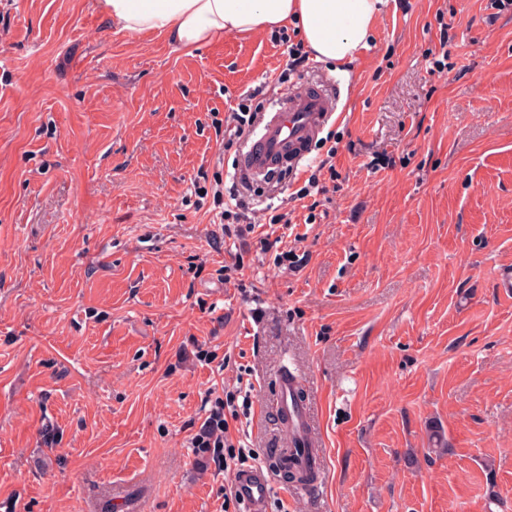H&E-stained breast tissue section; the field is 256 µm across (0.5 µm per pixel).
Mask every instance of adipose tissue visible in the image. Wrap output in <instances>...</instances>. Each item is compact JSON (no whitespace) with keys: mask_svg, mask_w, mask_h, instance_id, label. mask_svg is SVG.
Instances as JSON below:
<instances>
[{"mask_svg":"<svg viewBox=\"0 0 512 512\" xmlns=\"http://www.w3.org/2000/svg\"><path fill=\"white\" fill-rule=\"evenodd\" d=\"M386 0H99L120 30L156 33L193 49L292 26L327 64L354 62L367 48Z\"/></svg>","mask_w":512,"mask_h":512,"instance_id":"adipose-tissue-1","label":"adipose tissue"}]
</instances>
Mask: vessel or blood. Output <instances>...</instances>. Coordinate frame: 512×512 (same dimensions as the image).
Returning <instances> with one entry per match:
<instances>
[{"instance_id": "b4317fda", "label": "vessel or blood", "mask_w": 512, "mask_h": 512, "mask_svg": "<svg viewBox=\"0 0 512 512\" xmlns=\"http://www.w3.org/2000/svg\"><path fill=\"white\" fill-rule=\"evenodd\" d=\"M336 108L322 84L304 82L292 87L278 109L264 115L257 132L249 138L239 159L240 174L257 179L287 166L298 167ZM276 408L293 419L292 434L303 446L300 464L320 467L322 450L312 433L308 410L299 399L297 381L281 380ZM232 488L245 512H269L272 483L262 467L237 469Z\"/></svg>"}]
</instances>
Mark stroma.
Returning a JSON list of instances; mask_svg holds the SVG:
<instances>
[{
    "label": "stroma",
    "instance_id": "35a3bbf8",
    "mask_svg": "<svg viewBox=\"0 0 512 512\" xmlns=\"http://www.w3.org/2000/svg\"><path fill=\"white\" fill-rule=\"evenodd\" d=\"M287 62L0 0V512H243L209 417L270 465L286 370L326 478L269 512H512V0H388L353 63ZM317 78L299 167L238 177L239 103Z\"/></svg>",
    "mask_w": 512,
    "mask_h": 512
}]
</instances>
